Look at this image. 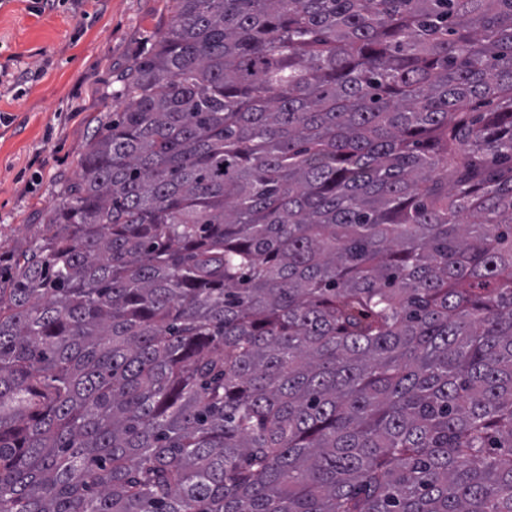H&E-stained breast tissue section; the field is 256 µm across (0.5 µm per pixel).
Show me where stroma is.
<instances>
[{
  "label": "stroma",
  "mask_w": 512,
  "mask_h": 512,
  "mask_svg": "<svg viewBox=\"0 0 512 512\" xmlns=\"http://www.w3.org/2000/svg\"><path fill=\"white\" fill-rule=\"evenodd\" d=\"M0 0V248L24 247L79 170L120 76L167 25L169 0Z\"/></svg>",
  "instance_id": "obj_1"
}]
</instances>
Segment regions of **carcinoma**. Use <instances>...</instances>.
<instances>
[{"label": "carcinoma", "instance_id": "cac0c4a2", "mask_svg": "<svg viewBox=\"0 0 512 512\" xmlns=\"http://www.w3.org/2000/svg\"><path fill=\"white\" fill-rule=\"evenodd\" d=\"M0 267V512H512V0H172Z\"/></svg>", "mask_w": 512, "mask_h": 512}]
</instances>
